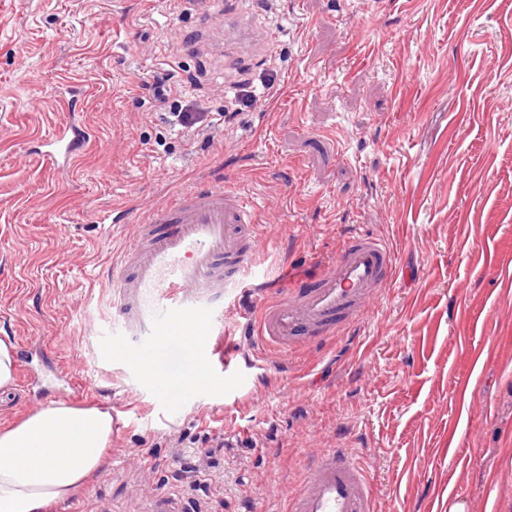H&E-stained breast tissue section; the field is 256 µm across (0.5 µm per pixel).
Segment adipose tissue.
<instances>
[{"mask_svg": "<svg viewBox=\"0 0 512 512\" xmlns=\"http://www.w3.org/2000/svg\"><path fill=\"white\" fill-rule=\"evenodd\" d=\"M112 415L59 402L0 431V512H44L103 463Z\"/></svg>", "mask_w": 512, "mask_h": 512, "instance_id": "1", "label": "adipose tissue"}]
</instances>
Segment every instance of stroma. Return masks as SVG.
<instances>
[{"label": "stroma", "instance_id": "1", "mask_svg": "<svg viewBox=\"0 0 512 512\" xmlns=\"http://www.w3.org/2000/svg\"><path fill=\"white\" fill-rule=\"evenodd\" d=\"M276 34L239 57L224 18ZM199 78L230 129L182 128L138 105L141 73ZM257 98L241 105L235 82ZM78 122L71 167L35 159ZM251 194L260 273L311 277L355 229L384 238L398 277L319 346L261 351L224 306V348L266 374L200 387L159 417L112 346L106 271L157 203L201 179ZM121 213L123 223L100 221ZM0 341L50 342L85 395L119 419L102 467L49 512H195L173 475L186 434L223 436L222 512L278 508L309 455L349 448L377 512H512V0H24L0 9ZM58 382L0 389V427Z\"/></svg>", "mask_w": 512, "mask_h": 512}]
</instances>
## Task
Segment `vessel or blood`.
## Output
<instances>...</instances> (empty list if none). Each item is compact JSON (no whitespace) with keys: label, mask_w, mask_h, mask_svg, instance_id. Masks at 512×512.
Segmentation results:
<instances>
[{"label":"vessel or blood","mask_w":512,"mask_h":512,"mask_svg":"<svg viewBox=\"0 0 512 512\" xmlns=\"http://www.w3.org/2000/svg\"><path fill=\"white\" fill-rule=\"evenodd\" d=\"M87 140L79 124L59 127L42 142L51 165L71 163ZM262 227L251 196L220 181L184 189L136 224L112 262L114 322L121 344L153 359L156 393L172 407L185 393L165 385L195 354L210 375L229 359L214 339L224 333V298L255 274ZM396 274L383 239L357 231L310 287L289 282L263 301L253 321L260 344L278 352L322 344L360 320L377 291ZM285 512H374L368 477L353 451L321 448L290 491Z\"/></svg>","instance_id":"obj_1"}]
</instances>
